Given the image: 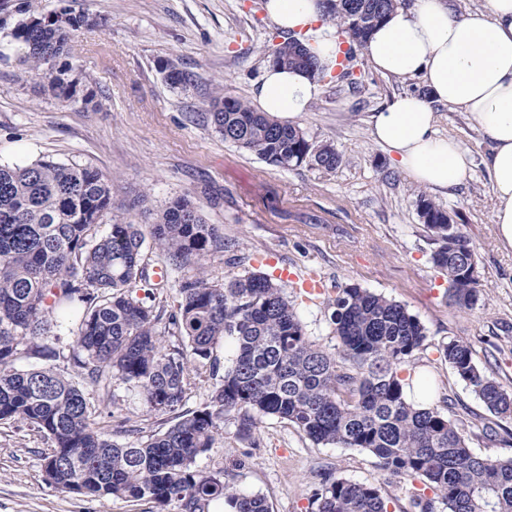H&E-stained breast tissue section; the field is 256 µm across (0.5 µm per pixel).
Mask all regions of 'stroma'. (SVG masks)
<instances>
[{
  "label": "stroma",
  "instance_id": "35a3bbf8",
  "mask_svg": "<svg viewBox=\"0 0 512 512\" xmlns=\"http://www.w3.org/2000/svg\"><path fill=\"white\" fill-rule=\"evenodd\" d=\"M42 11L61 6L89 15L73 32L66 56L77 82L78 103L55 98L44 74L23 64L0 39V162L50 156L89 163L112 180V215L149 227L168 201L188 196L207 223L216 225L236 253L216 251L205 262L211 279L247 272L279 279L282 269L315 273L327 289L355 284L406 306L425 325L429 347L405 373L429 377L432 404L456 403L473 452L512 456L502 441L512 420L490 413L439 357L455 338L468 342L478 366L512 388V248L493 222L495 199L484 164L489 146L459 107L439 104L438 130L466 147L470 176L449 194L432 199L454 216L477 261L481 301L470 310L448 302L444 276L430 262L433 245L419 216L420 185L409 179L372 141L369 119L396 95L419 92L415 78L374 70L363 55L353 79L326 80L298 125L318 144L342 155L332 171L282 169L224 143L203 120L216 96L252 101L268 65L277 31L265 0H36ZM172 65L190 73L187 90L170 89L160 71ZM285 291L305 331L324 346L335 343L325 294L309 296L292 281ZM114 402L90 400L102 430L126 442L166 430L171 419L144 412L140 399L113 383ZM51 441L25 422L0 426V512H149L129 498L92 497L47 485L42 458ZM199 468L223 470L238 490L263 495L271 512H312L320 471L380 487L389 512H415L411 484L384 474L358 448L317 446L280 420L262 418L244 435L224 423Z\"/></svg>",
  "mask_w": 512,
  "mask_h": 512
}]
</instances>
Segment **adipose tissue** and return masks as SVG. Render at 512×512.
Masks as SVG:
<instances>
[{
	"mask_svg": "<svg viewBox=\"0 0 512 512\" xmlns=\"http://www.w3.org/2000/svg\"><path fill=\"white\" fill-rule=\"evenodd\" d=\"M265 8L280 29L308 31L321 66H336L341 46L335 29L321 22L322 0H267ZM362 52L377 72L421 79L430 91L398 95L369 121L373 140L416 184L449 192L469 170L467 149L439 135L435 104L461 108L479 127L490 144L494 222L512 246V0H485L461 16L450 0H413L395 7ZM320 92L309 74L270 64L255 97L261 111L289 124L306 115Z\"/></svg>",
	"mask_w": 512,
	"mask_h": 512,
	"instance_id": "ef3b65f1",
	"label": "adipose tissue"
}]
</instances>
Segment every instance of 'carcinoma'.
Here are the masks:
<instances>
[{
  "instance_id": "carcinoma-1",
  "label": "carcinoma",
  "mask_w": 512,
  "mask_h": 512,
  "mask_svg": "<svg viewBox=\"0 0 512 512\" xmlns=\"http://www.w3.org/2000/svg\"><path fill=\"white\" fill-rule=\"evenodd\" d=\"M399 0H325L324 18L349 44L362 46ZM68 16L72 30L90 24L62 6L41 12L35 0H0V31L23 62L40 71L66 54L69 35L53 17ZM302 34L282 36L272 64L322 80ZM171 88L191 82L163 66ZM70 67L48 72L59 99L75 96ZM205 122L224 141L284 169L307 165L334 170L342 156L333 144L316 145L300 127L281 123L237 97H215ZM418 213L435 248L430 262L447 276L448 299L471 309L481 297L477 262L448 211L425 194ZM112 215V180L91 164L49 156L0 164V424L27 422L53 442L42 459L44 481L61 491L144 500L151 512H209L224 501L229 512H270L265 497L241 492L224 471L196 466L223 435L232 416L249 434L264 416L280 419L315 445L361 448L376 466L418 480L434 497L412 493L418 512H512V457L481 456L468 446L465 425L448 403L416 407L405 397L401 367L428 348L427 330L405 305L355 284L336 286L328 299L336 345L307 336L292 301L270 277L250 273L222 282L202 272L178 281L170 311L148 302L154 265L137 224ZM150 236L165 270L203 267L213 250L230 248L216 227L184 196L156 214ZM76 317L73 359L88 383L110 400L112 381L138 394L149 414L173 416L165 431L122 445L106 437L84 389L58 373L48 345L58 318ZM230 341L221 364L217 348ZM45 361L17 367L21 351ZM459 380L487 410L512 419V392L475 363L469 343L450 339L438 348ZM209 364L218 382L207 399L187 409L190 362ZM315 512H387L381 489L331 473L313 493Z\"/></svg>"
}]
</instances>
